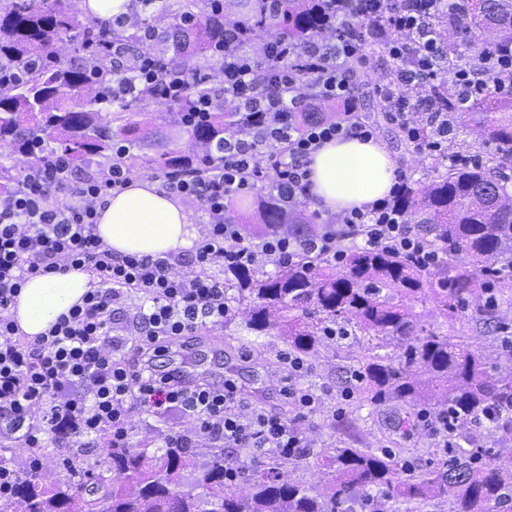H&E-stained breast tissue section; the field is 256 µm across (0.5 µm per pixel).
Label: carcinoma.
<instances>
[{"label":"carcinoma","mask_w":512,"mask_h":512,"mask_svg":"<svg viewBox=\"0 0 512 512\" xmlns=\"http://www.w3.org/2000/svg\"><path fill=\"white\" fill-rule=\"evenodd\" d=\"M167 25L155 33L149 16L136 26L108 32L118 53L98 49L99 28L77 22L72 0H0V62L16 71L0 82V147L17 157L0 165V195L15 188L23 174L39 168L45 156L59 149L74 161L93 164L105 173L112 168V149L141 128V123L110 112L119 86L132 88L119 101L122 110L142 115L156 99L148 85L136 82L140 56L166 59L168 53L193 58V69L216 64L217 46L224 43V23L235 18L213 10V0H183L168 11ZM252 36L282 27L283 41L301 45L322 35L324 17L317 0H280L274 13H252ZM456 31L472 28L512 44V0H461L449 22ZM77 43L82 56L60 57L59 44ZM476 137L491 141L512 156V97L499 98L467 113ZM239 124L237 109L213 112L191 127L203 147L195 158L179 151L141 159L142 169L182 168L216 158L224 134ZM437 176L425 185L409 184L401 205L411 223L423 228L426 248L438 256L437 280L431 281L408 256L389 249L348 256L340 271H328L307 256L297 264L265 277L251 268L224 270V288L246 305L249 330L258 335L277 326L295 353L309 356L322 343L323 324L342 320L368 336L363 371L376 402L435 401L440 409L464 422L492 407L501 409L499 428L512 440V372L493 376L478 348L436 331L418 327L415 315L396 296L431 301L442 315L473 308L485 310L488 287L512 269V201L502 182V159L488 163L435 166ZM266 228L286 227L304 236L310 224L295 207L270 193L258 204ZM471 257L476 269L466 267ZM295 310L302 315L294 316ZM393 344L394 354L378 350ZM98 450L112 471L108 479L90 469L74 471L52 482L40 473L22 472L20 486L0 498V512H14L16 500L25 512H171L179 498L180 512H353L369 491L381 488L389 497L424 503L452 498L453 512H489V504L512 492V466L477 448L461 453L441 468L404 476L398 461L358 448H335L323 456L332 473L325 491L313 494L291 482L275 463L255 468L237 461L236 477L227 475L224 449L208 448L199 460L197 448H159L149 455L130 444ZM83 498L72 496L74 488Z\"/></svg>","instance_id":"obj_1"}]
</instances>
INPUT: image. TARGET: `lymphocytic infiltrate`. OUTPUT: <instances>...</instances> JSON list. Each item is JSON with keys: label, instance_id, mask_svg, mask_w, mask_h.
<instances>
[{"label": "lymphocytic infiltrate", "instance_id": "obj_1", "mask_svg": "<svg viewBox=\"0 0 512 512\" xmlns=\"http://www.w3.org/2000/svg\"><path fill=\"white\" fill-rule=\"evenodd\" d=\"M320 2L329 36L301 47L273 38L254 57L245 50L248 26L224 28V100L239 107L247 134L225 139L219 159L205 168L164 175L170 192L198 201L209 219L189 272L167 258L115 256L95 233L97 199L136 174L128 146L115 147L108 174L87 175L77 185L67 178L69 160L49 155L0 200V437L42 448L50 436L72 447L102 436L110 447L123 448L133 410H174L190 418L194 429L168 435L167 445L191 448L204 437L259 455L273 450L294 459L303 454L304 441L287 420L248 409L233 381L218 389L200 377L161 375L153 359L200 326L223 323L229 306L218 269L280 268L311 254L340 264L349 255V241L358 238L368 249L405 253L424 270L436 258L424 249L401 206L408 184L402 173L390 197L370 211L320 225L304 238L277 233L247 240L229 215L230 200L268 186L297 205L306 189L304 166L318 145L348 135L372 137L352 88L368 37L378 38L399 62L378 92L390 108L389 121L420 153L452 165L468 161L449 148L453 125L448 114L407 112L406 97L392 95V84L412 91L445 86L456 112L482 94L486 80L512 93V45L478 53L450 70L442 66V31L436 21L456 10V0H402L397 8L388 0ZM138 76L180 114L213 110L212 99L200 96L185 74L167 73L158 60L141 59ZM312 101L339 103L343 114L333 122L298 124L297 110ZM61 190L67 202H59ZM62 261L88 270L94 288L46 336L34 342L17 338L14 321L5 315L10 303L29 276L56 270ZM131 291L143 294L150 306L116 323V305Z\"/></svg>", "mask_w": 512, "mask_h": 512}]
</instances>
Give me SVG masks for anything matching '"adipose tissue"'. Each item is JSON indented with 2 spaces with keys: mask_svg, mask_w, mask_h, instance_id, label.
<instances>
[{
  "mask_svg": "<svg viewBox=\"0 0 512 512\" xmlns=\"http://www.w3.org/2000/svg\"><path fill=\"white\" fill-rule=\"evenodd\" d=\"M304 200L322 215L365 211L387 198L397 164L378 138L357 136L324 142L308 158ZM96 233L117 256H179L200 237L189 222L188 206L159 182L146 177L109 191L96 203ZM90 273L72 269L30 277L7 314L27 339L45 335L57 320L82 303L91 288Z\"/></svg>",
  "mask_w": 512,
  "mask_h": 512,
  "instance_id": "obj_1",
  "label": "adipose tissue"
}]
</instances>
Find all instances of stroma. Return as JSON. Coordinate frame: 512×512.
<instances>
[{"label":"stroma","instance_id":"1","mask_svg":"<svg viewBox=\"0 0 512 512\" xmlns=\"http://www.w3.org/2000/svg\"><path fill=\"white\" fill-rule=\"evenodd\" d=\"M365 52L366 63L353 83L359 113L374 126L376 137L386 144L409 181L429 182L434 176L435 157L414 151L401 131L386 121L384 104L376 93L377 83L395 69L396 62L374 42L367 43ZM172 110V105L163 102L152 105L150 134L133 135L128 142L132 163L168 150L194 154L187 130L169 123ZM410 308L426 329L473 341L491 369L512 368V349L505 344L512 336V290L498 294L488 323L469 311L442 317L429 302H414ZM233 312L231 322L186 337L184 347L157 357L155 368L160 372L178 369L199 373L217 386L233 379L252 407L290 418L308 448L307 454L288 468L291 480L322 491L330 473L322 466L321 458L333 448H364L380 456L396 454L408 472L436 466L456 451L468 450L465 437L469 434L475 437L477 447L504 457L512 455V445L501 439L497 425L487 419L480 417L460 425L461 437L451 449L442 447L440 437L420 418V404L371 400L365 381L358 378L363 336L351 326L345 335L325 339L314 355L306 357L308 371L302 383L314 388L319 403L315 412L296 418L281 393L282 379L288 372L283 357L289 353V346L277 331L261 336L248 332L246 307L234 305ZM131 422V444L151 452L162 447L169 434L193 428L178 413L162 416L136 411Z\"/></svg>","mask_w":512,"mask_h":512}]
</instances>
